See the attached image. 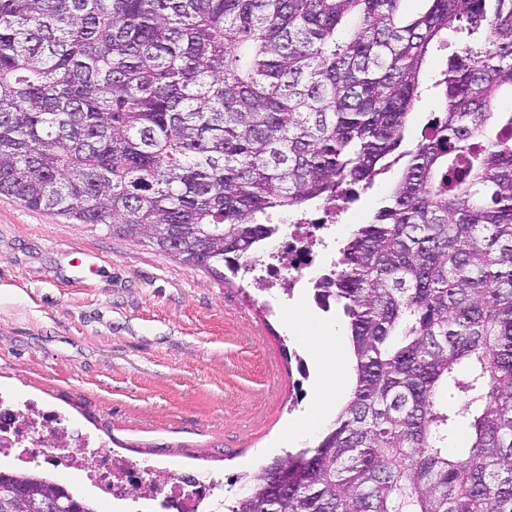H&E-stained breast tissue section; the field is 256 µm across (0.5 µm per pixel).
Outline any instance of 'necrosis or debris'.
<instances>
[{
	"instance_id": "1",
	"label": "necrosis or debris",
	"mask_w": 512,
	"mask_h": 512,
	"mask_svg": "<svg viewBox=\"0 0 512 512\" xmlns=\"http://www.w3.org/2000/svg\"><path fill=\"white\" fill-rule=\"evenodd\" d=\"M335 202L325 203L315 212L276 216L286 230L258 258V266L268 277L279 275L280 261H287L289 287L311 288L325 275L322 231L336 222ZM0 458L38 463L49 469L85 467L87 479L102 498L129 495L155 496L160 512H206L216 492L223 486L218 477L175 478L169 488L159 489L150 479L148 463L119 460L105 450L94 448L84 434H71L63 418L50 411L27 414L12 400L0 398Z\"/></svg>"
}]
</instances>
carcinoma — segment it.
Segmentation results:
<instances>
[{
  "mask_svg": "<svg viewBox=\"0 0 512 512\" xmlns=\"http://www.w3.org/2000/svg\"><path fill=\"white\" fill-rule=\"evenodd\" d=\"M401 2L0 0V195L32 210L224 281L269 213L401 163L317 294L348 319V400L229 512H512V0ZM2 498L99 512L35 468L0 469ZM448 56V50L435 51L431 56L430 62L422 78L423 94L417 102L413 114V119L410 125V130L407 135L406 144L408 148L414 146L421 138L420 133L422 129L432 119L439 116L442 109L440 107V98L437 91L430 89L434 76L438 70L445 67Z\"/></svg>",
  "mask_w": 512,
  "mask_h": 512,
  "instance_id": "1",
  "label": "carcinoma"
}]
</instances>
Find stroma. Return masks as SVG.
I'll return each mask as SVG.
<instances>
[{
	"mask_svg": "<svg viewBox=\"0 0 512 512\" xmlns=\"http://www.w3.org/2000/svg\"><path fill=\"white\" fill-rule=\"evenodd\" d=\"M423 74L407 146L439 116ZM397 171L356 189L328 258L389 193ZM314 311L300 290L267 288L251 268L232 283L197 267L0 196V393L58 412L112 455L158 473L224 480L232 505L273 458L314 442L305 419L327 368L290 330Z\"/></svg>",
	"mask_w": 512,
	"mask_h": 512,
	"instance_id": "1",
	"label": "stroma"
}]
</instances>
